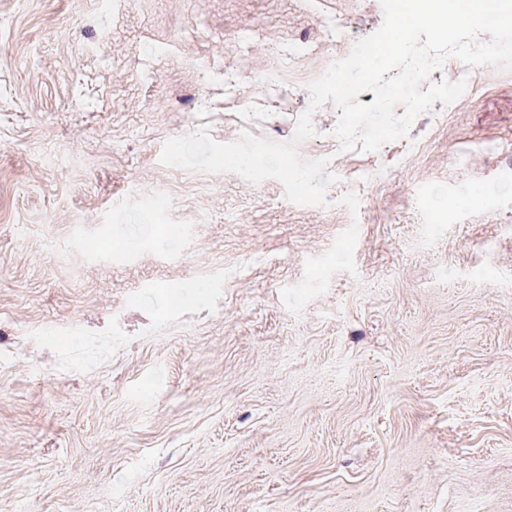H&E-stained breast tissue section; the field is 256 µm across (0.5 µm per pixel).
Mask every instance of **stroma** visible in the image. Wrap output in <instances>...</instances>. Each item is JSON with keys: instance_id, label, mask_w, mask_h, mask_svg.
<instances>
[{"instance_id": "1", "label": "stroma", "mask_w": 512, "mask_h": 512, "mask_svg": "<svg viewBox=\"0 0 512 512\" xmlns=\"http://www.w3.org/2000/svg\"><path fill=\"white\" fill-rule=\"evenodd\" d=\"M383 19L0 0V512H512V70L375 152L325 103L323 207L159 161L203 127L290 141L306 83L239 71Z\"/></svg>"}]
</instances>
